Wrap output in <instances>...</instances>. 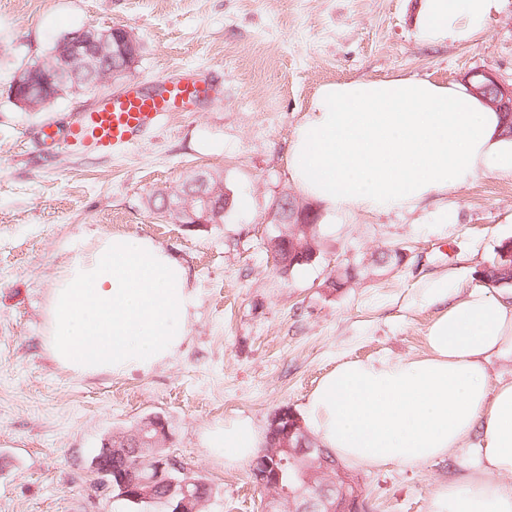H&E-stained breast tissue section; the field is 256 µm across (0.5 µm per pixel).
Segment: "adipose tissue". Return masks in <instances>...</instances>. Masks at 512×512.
<instances>
[{
    "instance_id": "1",
    "label": "adipose tissue",
    "mask_w": 512,
    "mask_h": 512,
    "mask_svg": "<svg viewBox=\"0 0 512 512\" xmlns=\"http://www.w3.org/2000/svg\"><path fill=\"white\" fill-rule=\"evenodd\" d=\"M501 0H422L414 19L428 44L485 31ZM291 181L329 214L412 210L479 174L512 177V137L466 85L404 76L329 82L315 92L288 154ZM426 304L441 311L418 357L346 359L304 406L319 445L361 468L421 466L469 449L457 481L438 486L432 512H512V380L488 365L512 363V293L461 292L436 281ZM187 268L158 242L99 238L73 250L46 309L45 347L78 376L147 372L171 360L196 307ZM262 436L239 417L205 445L232 466Z\"/></svg>"
}]
</instances>
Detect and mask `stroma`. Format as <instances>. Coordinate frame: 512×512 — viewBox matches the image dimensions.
<instances>
[{
  "label": "stroma",
  "mask_w": 512,
  "mask_h": 512,
  "mask_svg": "<svg viewBox=\"0 0 512 512\" xmlns=\"http://www.w3.org/2000/svg\"><path fill=\"white\" fill-rule=\"evenodd\" d=\"M419 0H0V512H134L97 484L103 438L158 416L165 449L203 478L206 512H263L251 462L212 458L214 425L240 416L268 431L281 407L302 413L343 359L416 357L438 310L421 301L431 280L484 287L481 269L512 240V177L481 175L435 206L360 212L319 227V252L293 271L267 248L283 196L306 204L288 174L293 131L324 83L396 75L460 81L490 71L512 83V0L465 44L421 42ZM124 25L142 44L119 79L42 110L14 105L20 70L85 25ZM202 66L217 95L174 112L116 156L69 152L38 137L63 130L98 98ZM218 174L232 204L224 221L160 220L156 190ZM452 222L436 223L434 207ZM154 239L188 268L199 295L187 340L168 363L125 377H82L44 346V313L74 247L102 235ZM358 270L345 288L326 282ZM466 451L426 465L360 468L372 512H432Z\"/></svg>",
  "instance_id": "1"
}]
</instances>
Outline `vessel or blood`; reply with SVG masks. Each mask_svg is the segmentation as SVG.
<instances>
[{"label": "vessel or blood", "instance_id": "b4317fda", "mask_svg": "<svg viewBox=\"0 0 512 512\" xmlns=\"http://www.w3.org/2000/svg\"><path fill=\"white\" fill-rule=\"evenodd\" d=\"M213 90L205 72L180 68L161 77L156 91L136 86L100 99L79 114L64 137L76 149L118 153L158 127L167 113L186 111L195 99L210 96Z\"/></svg>", "mask_w": 512, "mask_h": 512}]
</instances>
